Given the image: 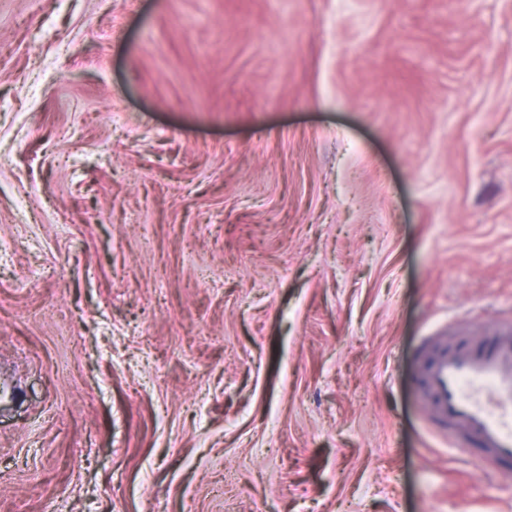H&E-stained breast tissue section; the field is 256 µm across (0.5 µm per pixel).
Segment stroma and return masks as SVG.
<instances>
[{
    "label": "stroma",
    "mask_w": 512,
    "mask_h": 512,
    "mask_svg": "<svg viewBox=\"0 0 512 512\" xmlns=\"http://www.w3.org/2000/svg\"><path fill=\"white\" fill-rule=\"evenodd\" d=\"M512 314V0H0V512H512L416 355Z\"/></svg>",
    "instance_id": "stroma-1"
}]
</instances>
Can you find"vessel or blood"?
<instances>
[{
	"label": "vessel or blood",
	"mask_w": 512,
	"mask_h": 512,
	"mask_svg": "<svg viewBox=\"0 0 512 512\" xmlns=\"http://www.w3.org/2000/svg\"><path fill=\"white\" fill-rule=\"evenodd\" d=\"M419 371L432 436L487 465L512 463L511 316L484 321L478 336L456 326L429 337Z\"/></svg>",
	"instance_id": "obj_1"
}]
</instances>
